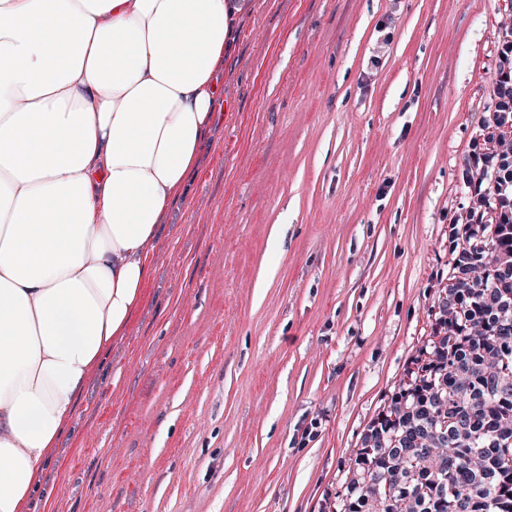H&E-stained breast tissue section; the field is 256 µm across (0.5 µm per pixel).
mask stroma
<instances>
[{"instance_id": "stroma-1", "label": "stroma", "mask_w": 512, "mask_h": 512, "mask_svg": "<svg viewBox=\"0 0 512 512\" xmlns=\"http://www.w3.org/2000/svg\"><path fill=\"white\" fill-rule=\"evenodd\" d=\"M250 2L144 302L29 512H334L430 336L500 0Z\"/></svg>"}]
</instances>
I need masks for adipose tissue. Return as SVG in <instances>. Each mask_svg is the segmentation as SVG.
Segmentation results:
<instances>
[{
    "mask_svg": "<svg viewBox=\"0 0 512 512\" xmlns=\"http://www.w3.org/2000/svg\"><path fill=\"white\" fill-rule=\"evenodd\" d=\"M249 0H0V512L143 296Z\"/></svg>",
    "mask_w": 512,
    "mask_h": 512,
    "instance_id": "ef3b65f1",
    "label": "adipose tissue"
}]
</instances>
